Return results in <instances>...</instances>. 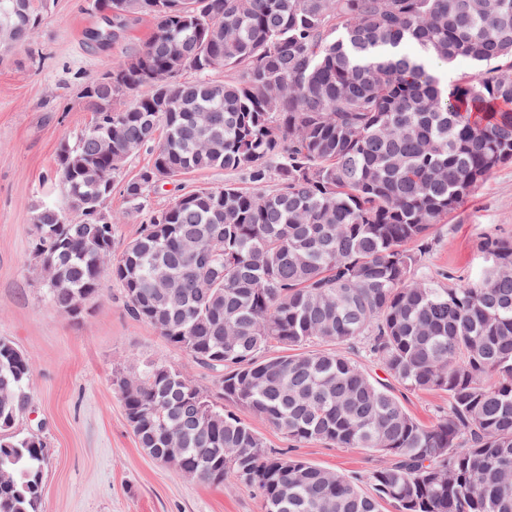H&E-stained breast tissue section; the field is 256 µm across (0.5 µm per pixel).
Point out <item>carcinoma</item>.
Wrapping results in <instances>:
<instances>
[{"label":"carcinoma","mask_w":512,"mask_h":512,"mask_svg":"<svg viewBox=\"0 0 512 512\" xmlns=\"http://www.w3.org/2000/svg\"><path fill=\"white\" fill-rule=\"evenodd\" d=\"M117 32L151 35L90 79L100 126L60 145L59 204L34 226L61 315L95 301L101 277L127 313L213 373L215 394L297 444L388 457L365 491L286 452H267L238 415L177 367L144 363L115 385L139 447L214 485L256 487L278 512H512V240L485 244L476 281L418 275L423 242L500 166L512 163V9L484 0H94ZM18 45L35 0H0ZM433 57L468 59L453 84ZM185 71L195 73L183 80ZM164 141L124 181L145 215L119 240L106 211L131 151ZM213 169L247 188L202 187L145 209L164 178ZM71 220L60 222L61 208ZM179 277L181 293L154 286ZM361 343L411 391L448 395L415 421L392 388L349 356ZM295 355L268 356L272 345ZM316 345L312 350L305 346ZM32 362L0 338V512H38L46 442L12 432L31 400Z\"/></svg>","instance_id":"obj_1"}]
</instances>
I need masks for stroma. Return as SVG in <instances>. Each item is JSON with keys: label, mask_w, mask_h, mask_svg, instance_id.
Here are the masks:
<instances>
[{"label": "stroma", "mask_w": 512, "mask_h": 512, "mask_svg": "<svg viewBox=\"0 0 512 512\" xmlns=\"http://www.w3.org/2000/svg\"><path fill=\"white\" fill-rule=\"evenodd\" d=\"M90 0H47L34 38L0 56V337L33 363L32 403L16 431L47 443L40 512H263L258 492L245 485H213L186 478L149 457L128 425L114 375L131 358L173 363L191 383L207 388L211 376L172 347L151 325L124 310L119 285L102 278L98 300L83 318L57 313L48 303L29 253L36 206L61 203L55 177L61 143L74 141L91 122L81 97L84 84L111 70L152 32L142 16L115 42L90 41L104 27ZM246 186L241 172L189 173L151 192L163 206L203 186ZM512 237V163L499 167L446 223L429 235L419 274L477 277L487 239ZM406 411L425 425L448 411L445 394L396 388ZM240 416L266 448L365 479L384 456L320 441L296 444L248 411Z\"/></svg>", "instance_id": "1"}]
</instances>
